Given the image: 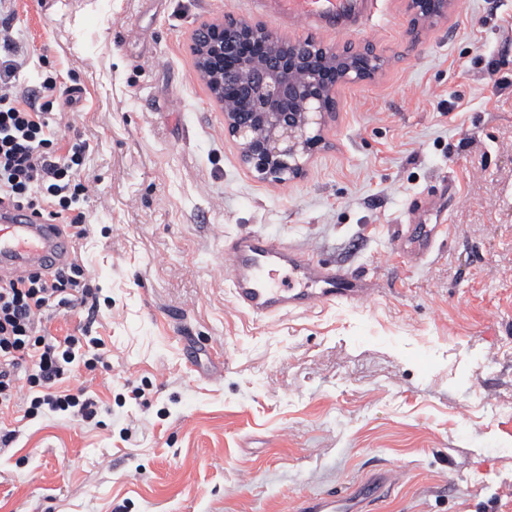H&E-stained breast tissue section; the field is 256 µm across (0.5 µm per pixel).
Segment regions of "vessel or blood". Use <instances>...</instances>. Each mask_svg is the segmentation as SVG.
<instances>
[{
  "label": "vessel or blood",
  "mask_w": 512,
  "mask_h": 512,
  "mask_svg": "<svg viewBox=\"0 0 512 512\" xmlns=\"http://www.w3.org/2000/svg\"><path fill=\"white\" fill-rule=\"evenodd\" d=\"M367 0H245L250 13L326 33L351 30ZM411 239L407 228L398 232V253L419 257L430 251L438 236ZM231 295L236 305L258 319L304 313L336 303L357 305L372 294L363 279L343 267L324 263L279 237L241 231L224 240ZM66 230L27 209L0 203V263L13 271H44L70 261ZM286 280H279V272ZM395 479L383 470L376 483L354 485L304 496L297 512H363L366 501L392 491Z\"/></svg>",
  "instance_id": "1"
}]
</instances>
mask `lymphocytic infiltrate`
<instances>
[{"label": "lymphocytic infiltrate", "instance_id": "lymphocytic-infiltrate-1", "mask_svg": "<svg viewBox=\"0 0 512 512\" xmlns=\"http://www.w3.org/2000/svg\"><path fill=\"white\" fill-rule=\"evenodd\" d=\"M14 50L11 27L1 25L0 196L61 220L76 246H83L91 228L72 205L96 189L85 172L87 146L77 139L53 142L51 129L68 125V115L18 91L20 63ZM77 309L91 316L97 311V293L88 283L82 256L48 275L0 279V414L22 399L28 420L46 410L86 421L97 417L99 405L84 390L55 387L74 363L92 371L102 358L99 338L47 332L49 312Z\"/></svg>", "mask_w": 512, "mask_h": 512}]
</instances>
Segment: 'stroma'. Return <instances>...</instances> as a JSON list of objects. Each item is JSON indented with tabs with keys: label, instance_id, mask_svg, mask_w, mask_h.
Masks as SVG:
<instances>
[{
	"label": "stroma",
	"instance_id": "1",
	"mask_svg": "<svg viewBox=\"0 0 512 512\" xmlns=\"http://www.w3.org/2000/svg\"><path fill=\"white\" fill-rule=\"evenodd\" d=\"M11 8L20 90L71 97L64 136L88 145L106 357L58 383L97 420L0 416L17 432L0 512H295L385 467L399 482L371 512H512V0H454L417 27L408 0H373L361 32L320 36L383 66L337 87L281 183L242 163L190 50L237 0ZM419 196L437 203L420 227L449 233L411 263L395 241ZM241 230L374 294L256 321L224 261Z\"/></svg>",
	"mask_w": 512,
	"mask_h": 512
}]
</instances>
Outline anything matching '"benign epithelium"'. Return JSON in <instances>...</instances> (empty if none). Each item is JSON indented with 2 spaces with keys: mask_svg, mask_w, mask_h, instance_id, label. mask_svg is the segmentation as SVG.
<instances>
[{
  "mask_svg": "<svg viewBox=\"0 0 512 512\" xmlns=\"http://www.w3.org/2000/svg\"><path fill=\"white\" fill-rule=\"evenodd\" d=\"M452 0H409L413 22L448 13ZM195 67L244 165L281 182L302 170L320 137L314 125L334 111L336 87L374 77L381 59L351 46L327 49L312 39L290 42L260 22L232 15L206 25L191 45Z\"/></svg>",
  "mask_w": 512,
  "mask_h": 512,
  "instance_id": "1",
  "label": "benign epithelium"
}]
</instances>
